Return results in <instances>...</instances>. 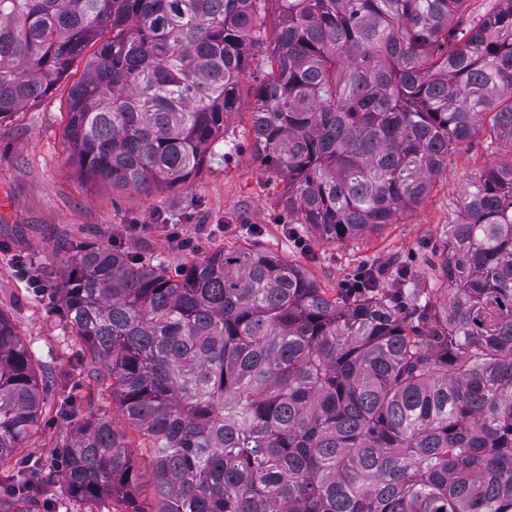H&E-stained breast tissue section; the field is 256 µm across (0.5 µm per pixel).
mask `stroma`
<instances>
[{
    "label": "stroma",
    "mask_w": 512,
    "mask_h": 512,
    "mask_svg": "<svg viewBox=\"0 0 512 512\" xmlns=\"http://www.w3.org/2000/svg\"><path fill=\"white\" fill-rule=\"evenodd\" d=\"M268 53L264 44L254 50L239 85L238 111L199 172L148 195L83 180L71 163L63 139L67 96L83 75V61H76L37 104L0 124V195L12 201L0 210V312L32 348L36 371L44 377L42 412L17 455L45 461L57 455L58 441L71 430L70 422L57 416V406L73 397L81 417H102L128 431L142 472L135 496L145 512L156 507L148 474L151 449L129 432L116 403L98 399L85 347L62 333L57 313L47 299L32 295L26 278L38 275L47 287L59 286L71 257L86 244L118 246L161 261L172 272L242 246L276 253L331 296L363 269L390 273L399 263L408 270L410 287L436 288L442 226L461 222L462 196L486 168L512 165L511 151L486 135L475 136L449 157L428 196L394 223L354 241L321 239L288 211L285 177L253 156L255 78L266 71Z\"/></svg>",
    "instance_id": "1"
}]
</instances>
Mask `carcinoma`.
Wrapping results in <instances>:
<instances>
[{"instance_id":"carcinoma-1","label":"carcinoma","mask_w":512,"mask_h":512,"mask_svg":"<svg viewBox=\"0 0 512 512\" xmlns=\"http://www.w3.org/2000/svg\"><path fill=\"white\" fill-rule=\"evenodd\" d=\"M465 2L0 0V124L96 43L68 92L79 175L143 192L182 182L224 137L270 37L254 157L287 178L299 223L346 242L419 204L482 130L512 150V0L458 31ZM462 207L443 226L444 287L409 300L371 273L331 298L266 250L172 276L82 247L54 310L97 364L100 398L153 449L154 512H512V166L486 170ZM42 403L0 313L1 464ZM78 412L60 402L73 429L58 458L0 486V512H30L56 469L77 498L146 512L127 435Z\"/></svg>"}]
</instances>
